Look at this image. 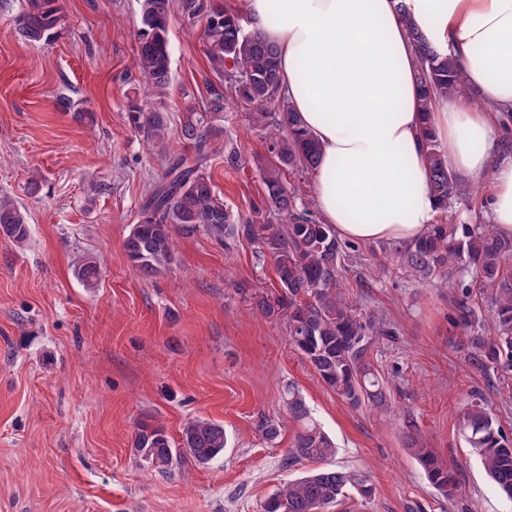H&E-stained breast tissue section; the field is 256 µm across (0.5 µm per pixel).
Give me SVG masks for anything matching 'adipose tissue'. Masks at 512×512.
I'll return each instance as SVG.
<instances>
[{
    "instance_id": "1",
    "label": "adipose tissue",
    "mask_w": 512,
    "mask_h": 512,
    "mask_svg": "<svg viewBox=\"0 0 512 512\" xmlns=\"http://www.w3.org/2000/svg\"><path fill=\"white\" fill-rule=\"evenodd\" d=\"M248 18L276 47L288 101L321 147L314 203L338 237L411 241L437 213L412 23L478 96L444 102L433 124L456 172L489 183L492 222L512 235V157L495 156L501 115L512 110V0H248Z\"/></svg>"
}]
</instances>
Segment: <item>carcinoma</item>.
Listing matches in <instances>:
<instances>
[{
    "mask_svg": "<svg viewBox=\"0 0 512 512\" xmlns=\"http://www.w3.org/2000/svg\"><path fill=\"white\" fill-rule=\"evenodd\" d=\"M177 14L191 25L203 24L204 54L222 86H211L202 108L184 113L181 134L192 153L180 156L166 153L170 128L161 103L138 99L127 103L134 130L147 147L164 156L167 165L162 178L150 184L139 219L125 238L129 262L144 276L160 273L173 259L177 233L201 232L221 245L240 239L257 243L261 253L272 257L283 291L264 301L261 311L287 320L289 343L343 402L355 409L388 405L390 394L371 353L393 331L349 297L341 263L350 246L339 240L332 225L315 219L309 203L281 177L285 168L314 171L320 147L298 125L282 90L275 49L249 30L244 14L215 7L212 0H142L134 67L149 90L159 91L170 83L169 24ZM407 25L417 57L420 133L430 190L438 209L446 214L451 200L473 197L479 190L451 174L432 122L439 103L460 93L466 79L453 57L431 46L412 22ZM65 27L59 0H26L19 17L25 40L49 43ZM229 95L252 107L253 127L262 132L274 158L263 174L264 203L249 216L228 210L208 172L215 155L223 157L228 169L240 166L239 152L224 141L222 122ZM28 234L26 213L0 196V236L21 244ZM380 250L389 265L417 283H446L461 275L478 283L481 294L490 299V328L477 326L475 311L467 302L459 303L461 332L456 348L464 353L466 363L487 377L493 390L512 400V237L499 234L492 224H456L450 216L431 225L420 238L383 244ZM98 274L97 261L90 257L75 263L74 275L87 288L97 287ZM283 406L296 425L287 462L322 464L336 454L335 444L313 419L298 388L290 385L284 390ZM455 427L498 489L512 499V437L496 415L478 398L459 411ZM133 447L148 467L169 474L187 455L206 465L223 454L224 425L197 417L183 425L176 443L163 428L142 423ZM408 452L442 498L456 496V479L433 449L413 437ZM350 491L366 501L374 486L362 472L319 467L280 485L260 504V512H327L347 499Z\"/></svg>",
    "mask_w": 512,
    "mask_h": 512,
    "instance_id": "cac0c4a2",
    "label": "carcinoma"
}]
</instances>
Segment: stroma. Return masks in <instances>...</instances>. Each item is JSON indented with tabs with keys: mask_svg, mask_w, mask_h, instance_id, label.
<instances>
[{
	"mask_svg": "<svg viewBox=\"0 0 512 512\" xmlns=\"http://www.w3.org/2000/svg\"><path fill=\"white\" fill-rule=\"evenodd\" d=\"M69 22L52 43L18 32L24 0L0 9V196L27 212L29 236L0 237V512H259L278 486L311 470L284 466L295 429L282 406L297 386L338 452L332 468L369 475L374 494L333 512H512L458 436L456 415L484 398L512 435V404L455 347V283L418 285L372 254L342 268L350 297L391 325L373 352L392 407L355 409L288 342L284 320L257 309L279 292L273 260L257 244L224 249L207 235H177L172 262L146 277L123 243L165 166L145 149L127 112L143 98L134 69L140 0H59ZM202 27L173 18L170 84L163 97L173 153L186 150L183 112L201 107L212 73ZM70 97L62 108L61 97ZM249 106L224 112L241 167L210 172L240 215L259 203L266 143ZM101 263L98 288L73 274L81 257ZM220 421L223 455L184 460L168 476L133 448L134 427H164L179 440L187 420ZM278 421V439L262 434ZM434 448L462 493L442 499L407 453L410 437Z\"/></svg>",
	"mask_w": 512,
	"mask_h": 512,
	"instance_id": "35a3bbf8",
	"label": "stroma"
}]
</instances>
